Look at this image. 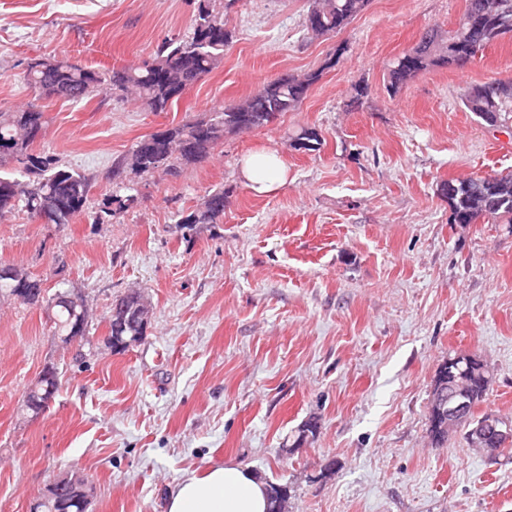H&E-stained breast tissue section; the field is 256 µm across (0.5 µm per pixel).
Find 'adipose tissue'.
Instances as JSON below:
<instances>
[{
  "instance_id": "ef3b65f1",
  "label": "adipose tissue",
  "mask_w": 512,
  "mask_h": 512,
  "mask_svg": "<svg viewBox=\"0 0 512 512\" xmlns=\"http://www.w3.org/2000/svg\"><path fill=\"white\" fill-rule=\"evenodd\" d=\"M243 177L260 193L277 191L288 181V170L280 156L258 150L242 163ZM268 486L249 468L215 464L181 480L171 491L165 512H267Z\"/></svg>"
}]
</instances>
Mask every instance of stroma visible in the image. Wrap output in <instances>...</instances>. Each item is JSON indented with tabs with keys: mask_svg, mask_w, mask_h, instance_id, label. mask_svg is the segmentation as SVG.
Segmentation results:
<instances>
[{
	"mask_svg": "<svg viewBox=\"0 0 512 512\" xmlns=\"http://www.w3.org/2000/svg\"><path fill=\"white\" fill-rule=\"evenodd\" d=\"M308 5L238 0L221 66L154 114L107 89L79 103L38 96L21 75L40 57L140 65L189 32L198 0H0V106L45 112L40 145L93 175V211L145 135L279 75L322 72L296 110L226 135L209 158L127 175L137 202L104 223L0 218V259L49 291L73 287L99 316L133 289L153 307L143 339L115 355L104 326L63 347L43 307L0 299V512H30L67 471L92 483L88 512H164L179 481L224 462L288 486V512H512V452L488 456L462 431L435 448L427 432L436 372L466 353L493 374L478 413L512 424V230L450 223L437 193L512 172V136L461 103L471 85L512 79V39L393 94L389 61L424 29L451 28L465 0H370L319 38ZM360 83L370 95L358 104ZM307 125L320 150L293 147ZM261 148L288 166L287 184L263 195L239 172ZM218 188L220 223L176 224ZM51 364L61 388L45 414L24 417L25 390ZM312 418L317 435L295 447Z\"/></svg>",
	"mask_w": 512,
	"mask_h": 512,
	"instance_id": "1",
	"label": "stroma"
}]
</instances>
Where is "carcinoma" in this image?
Segmentation results:
<instances>
[{"instance_id":"1","label":"carcinoma","mask_w":512,"mask_h":512,"mask_svg":"<svg viewBox=\"0 0 512 512\" xmlns=\"http://www.w3.org/2000/svg\"><path fill=\"white\" fill-rule=\"evenodd\" d=\"M237 0H199L190 34L182 39H166L155 52L152 63L143 66L114 69L100 73L70 63L65 59L49 70L28 66L22 82L40 95L48 93L73 102L92 95L106 84L116 98L133 97L149 111L167 112L186 90L216 70L224 59L234 32L226 26L225 15ZM369 0H310L306 20L307 31L313 37L334 34L363 12ZM512 26V0H466V7L455 26L446 32L428 29L415 47L397 57L388 72V90L395 93L418 74L434 67L462 68L473 62L479 52L495 42L498 29ZM321 72L301 76L285 75L269 81L251 95L238 102L224 104V108L209 115L182 124L170 125L162 133H151L139 140L128 154L114 166L112 176L126 173L176 169L180 160L191 162L207 156L224 135H208L210 128L243 126L248 130L267 126L276 117L295 110L307 97ZM465 109L481 120L492 118L495 126L509 128L512 120V81L494 79L470 86L462 96ZM45 128L44 113L35 104L24 109L0 108V162L10 160L18 164L17 172L0 174V216L21 208L28 219L44 212L52 224H70L79 217L93 219L100 224L107 217L131 208L133 195L112 194L105 198L99 210H89L92 178L79 170L60 163L48 152L37 151L34 144L42 138ZM293 137L304 141V150L320 149L323 139L314 127L298 129ZM439 195L448 202L450 223L473 224L479 219L507 224L512 227V174H494L451 179L440 184ZM224 190L207 194L200 206L180 214L178 223L191 231L198 224H217L224 215ZM18 279L3 288L17 293L24 304L44 306L51 321V332L56 336H72L79 322L91 325L93 313L64 299L67 291L50 295L43 281L31 276L25 268H17ZM137 292L131 291L114 299L104 315L107 338L112 340V352L121 354L140 342L147 326L123 316V307L129 305ZM444 378L472 373L467 378L469 415L481 404L489 386L481 375L489 374L483 361L468 365L442 363ZM61 386V372L51 365L43 370L37 384L25 391L24 397L38 411L48 409L46 402L55 396ZM428 431L434 445L448 441L445 420L429 409ZM88 481L77 473L63 485L56 497L34 507V512H85L83 506Z\"/></svg>"}]
</instances>
